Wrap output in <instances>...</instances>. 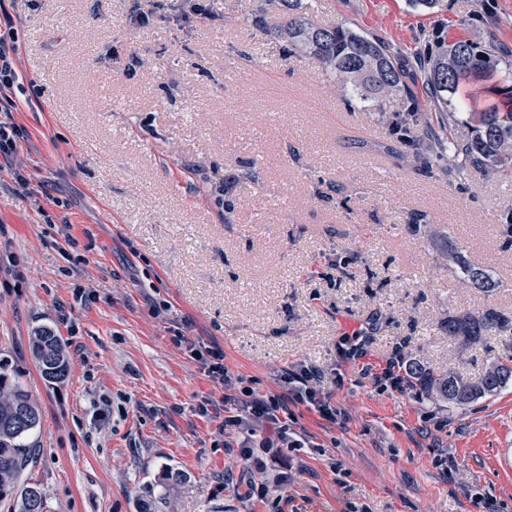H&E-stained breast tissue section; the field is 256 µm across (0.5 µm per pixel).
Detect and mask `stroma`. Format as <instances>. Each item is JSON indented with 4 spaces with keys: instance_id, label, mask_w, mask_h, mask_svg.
Returning a JSON list of instances; mask_svg holds the SVG:
<instances>
[{
    "instance_id": "35a3bbf8",
    "label": "stroma",
    "mask_w": 512,
    "mask_h": 512,
    "mask_svg": "<svg viewBox=\"0 0 512 512\" xmlns=\"http://www.w3.org/2000/svg\"><path fill=\"white\" fill-rule=\"evenodd\" d=\"M263 2L201 0L208 19L186 23L178 0H153L135 28V0H0L19 14L30 101L15 115L20 160L50 197L37 209L0 172V368L40 412L21 480L47 512H140L147 499L160 512H478L480 495L512 512V384L449 406L361 374L397 352L474 381L512 350V174L403 163L427 127L411 123L405 142L392 122L432 112L422 79L360 104L268 36L283 15ZM302 2L315 23L380 39L412 74L437 44L468 39L512 67V0ZM493 86L457 103V144L469 113L500 103ZM443 239L459 261L442 259ZM466 263L496 289L470 287ZM489 311L506 324L479 343L445 329ZM45 327L68 359L58 382L32 350ZM178 330L219 345L263 393L292 365L317 370L341 420L294 413L321 452L286 450L259 471L220 444L199 407L225 391ZM356 332L367 354L343 359ZM254 483L264 497L248 496Z\"/></svg>"
}]
</instances>
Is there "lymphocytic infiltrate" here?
Returning <instances> with one entry per match:
<instances>
[{
	"instance_id": "lymphocytic-infiltrate-1",
	"label": "lymphocytic infiltrate",
	"mask_w": 512,
	"mask_h": 512,
	"mask_svg": "<svg viewBox=\"0 0 512 512\" xmlns=\"http://www.w3.org/2000/svg\"><path fill=\"white\" fill-rule=\"evenodd\" d=\"M15 25L11 13L0 14V169L11 170L16 186L25 189L30 181L21 172L17 154L26 131L14 120L24 92ZM178 342L212 381L235 388V395L225 399L226 415L221 430L240 435V455L252 461L257 469H266L282 449L298 451L307 447V439L295 429V406H306L328 421L337 417V410L330 396L322 392L315 372L304 365L283 373L281 392L264 394L246 384L244 377L231 374L220 346L183 335Z\"/></svg>"
}]
</instances>
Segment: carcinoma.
<instances>
[{"mask_svg":"<svg viewBox=\"0 0 512 512\" xmlns=\"http://www.w3.org/2000/svg\"><path fill=\"white\" fill-rule=\"evenodd\" d=\"M277 8L291 18L278 24L271 34L290 52L311 56L322 68L345 81L349 95L366 101H383L407 92L403 70L380 40L363 35L343 23L317 26L297 15L301 0H275ZM496 70L492 55L473 40L440 46L423 65V77L431 96L447 102L456 95L460 85L485 79ZM502 82L494 91L504 95L502 111L493 106L476 113L471 139L456 144L448 128L437 126L428 134V142L418 147L411 161L427 165L448 164V169L470 165L480 170H495L500 156L512 152V70L504 72ZM468 283L481 289L497 287L486 270L464 266ZM499 324V318L488 312L477 317L448 318V335L460 336L470 343L481 341L484 333ZM33 353L42 375L48 381L62 380L68 362L57 336L49 329L34 336ZM411 373L427 394L448 403L464 405L493 395L512 383V351L497 357L477 382H470L453 373H442L416 364ZM40 416L28 392L8 375L0 372V500L17 499L19 512H44L45 497L33 485L20 487L17 478L26 462L24 439L39 425Z\"/></svg>","mask_w":512,"mask_h":512,"instance_id":"cac0c4a2","label":"carcinoma"}]
</instances>
